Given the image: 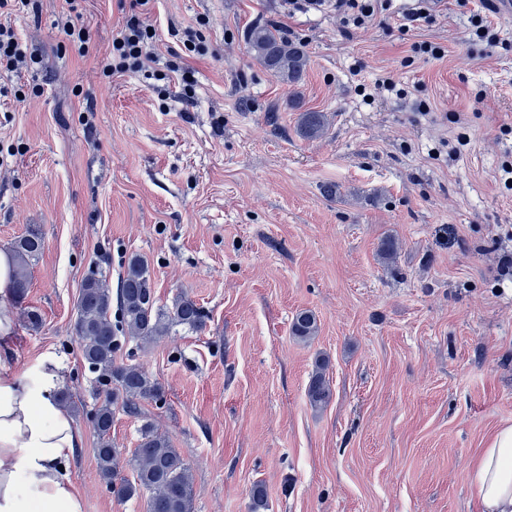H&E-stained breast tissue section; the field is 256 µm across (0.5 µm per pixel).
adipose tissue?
Wrapping results in <instances>:
<instances>
[{"label": "adipose tissue", "instance_id": "adipose-tissue-1", "mask_svg": "<svg viewBox=\"0 0 512 512\" xmlns=\"http://www.w3.org/2000/svg\"><path fill=\"white\" fill-rule=\"evenodd\" d=\"M62 376L43 361L20 374L0 365V512H84L68 466L82 444L58 400ZM477 512H512V424L472 465Z\"/></svg>", "mask_w": 512, "mask_h": 512}]
</instances>
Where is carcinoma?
<instances>
[{"label":"carcinoma","mask_w":512,"mask_h":512,"mask_svg":"<svg viewBox=\"0 0 512 512\" xmlns=\"http://www.w3.org/2000/svg\"><path fill=\"white\" fill-rule=\"evenodd\" d=\"M246 39L250 52L264 68L282 75L290 83L301 80L306 56L275 27L254 25L248 29ZM324 126L322 113L301 114L300 129L305 136H320ZM43 245L42 235L36 229L10 245L14 259L11 290L18 304L27 295L29 265L41 254ZM206 319L203 309L184 296L176 297L170 306L158 304L148 267L138 257L128 261L117 292V309H112V289L100 274L89 273L80 288L75 335L83 362L95 374L97 390L104 395L102 403L93 411L100 475L109 490L121 499L146 497V512H193V476L169 439L142 413L145 403L165 404L161 385L142 366L118 361V353L129 339L139 346L151 344L179 326L200 332L206 326ZM291 331L299 341L312 339L317 332L314 314L307 310L297 313ZM326 370L327 361L316 360L307 387L309 403L314 407L326 405L332 397ZM118 403L129 415L141 420L137 448L127 460L133 471L131 480L121 476L120 452L110 438L114 405ZM268 507L266 490L261 485L254 486L250 512H268Z\"/></svg>","instance_id":"cac0c4a2"}]
</instances>
